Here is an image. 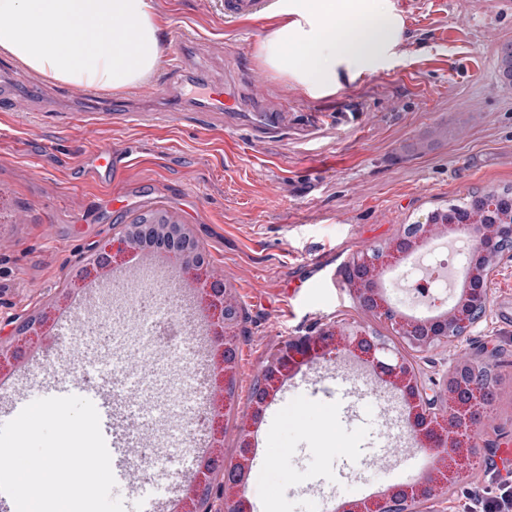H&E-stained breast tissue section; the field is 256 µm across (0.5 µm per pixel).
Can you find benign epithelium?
Returning a JSON list of instances; mask_svg holds the SVG:
<instances>
[{
    "label": "benign epithelium",
    "mask_w": 512,
    "mask_h": 512,
    "mask_svg": "<svg viewBox=\"0 0 512 512\" xmlns=\"http://www.w3.org/2000/svg\"><path fill=\"white\" fill-rule=\"evenodd\" d=\"M478 209L470 208L457 214L453 224L468 231L472 244L470 261L465 267L461 292L445 313L425 319H412L399 313L387 301L379 287L380 271L388 270L411 255L422 242L441 235V224H410L402 226L399 234L386 246L375 248L357 256L345 278L357 303L379 319L393 325L404 344L417 352L447 342L462 339L484 315L489 284L500 261L507 256L502 251L512 241V224H480L475 222ZM165 252L170 255L198 288L211 314L210 331L217 345L215 357L219 366L214 368V389L224 392L230 386L233 362L224 358L231 347L236 329L234 308L236 302L229 297L231 288L210 274L209 261L198 248L197 240L188 225L159 213L147 224H137L101 246L77 273L80 280L96 278L126 262L131 253ZM47 317L44 314L15 322L10 334L0 336V370L13 367L24 357L26 348L43 335ZM339 356L351 355L369 366L379 378L391 386L412 411L407 424L421 446L441 448L443 455L416 483L393 489L375 500L349 501L344 512H387L388 505L400 501L439 503V492L455 477L467 469L472 455L470 431L482 417L479 370L482 364L469 357L456 361L448 373L432 385L425 384L414 365L406 361L401 352L384 337L358 323H348L326 331L313 342L285 346L279 356L267 366L264 389L266 395L257 406L273 395L288 370L299 359L312 353ZM242 447L245 452L234 458L224 457L222 443L205 464H217L229 479L230 495L216 492V512H249L242 495L249 475L251 435L247 427L241 428ZM204 492L203 482L187 490L183 512H196Z\"/></svg>",
    "instance_id": "benign-epithelium-1"
}]
</instances>
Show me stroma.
I'll return each mask as SVG.
<instances>
[{
  "instance_id": "stroma-1",
  "label": "stroma",
  "mask_w": 512,
  "mask_h": 512,
  "mask_svg": "<svg viewBox=\"0 0 512 512\" xmlns=\"http://www.w3.org/2000/svg\"><path fill=\"white\" fill-rule=\"evenodd\" d=\"M405 40L384 69L343 81L336 94L310 96L258 58L259 42L277 23L224 19L223 0H154L161 38L182 28L210 61L209 77L232 73L241 91L260 98L279 89L298 127L282 140H257L251 113L230 118L199 112L156 123H127L108 112H81L61 101L60 82L13 85L17 62L0 52V87L38 101L37 112H0V336L14 319L50 309L45 336L22 363L0 372L28 400L45 397L57 379L95 378L87 342L110 349L118 336L139 348L134 359L146 391L138 402L159 407L146 431L149 450L174 447L187 409L176 396L182 366L173 351L145 336L146 291L115 297L102 318L99 295L71 279L96 246L118 237L139 215L164 209L188 224L212 274L223 276L246 313L236 341L233 412L250 415L252 383L268 355L315 336L349 316L385 330L358 307L340 269L388 244L404 224L468 201L471 192L512 188V82L501 75V49L512 43V0H393ZM130 155L129 181L98 178L96 146ZM122 196L121 210L108 207ZM97 220L81 223L85 203ZM413 260L383 275L388 302L423 316L429 299L407 286ZM81 299L80 335L59 321ZM506 353L493 408L470 433L474 465L447 487V512H472L474 496L498 497L512 486V259L488 290L483 319L456 344L417 354L425 379H439L459 357ZM382 382L355 358L314 354L283 379L251 435L253 469L244 489L252 512H339L354 499L413 483L432 457L410 435L404 409L384 415L371 394L354 396L356 376ZM332 454H325L327 446ZM287 456V467L275 465Z\"/></svg>"
}]
</instances>
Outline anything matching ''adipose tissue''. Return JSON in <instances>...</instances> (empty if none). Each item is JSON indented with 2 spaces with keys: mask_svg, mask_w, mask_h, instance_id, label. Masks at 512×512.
<instances>
[{
  "mask_svg": "<svg viewBox=\"0 0 512 512\" xmlns=\"http://www.w3.org/2000/svg\"><path fill=\"white\" fill-rule=\"evenodd\" d=\"M275 15L258 57L314 96L384 69L404 42L392 0H277ZM76 26L98 29V42L74 45ZM129 39L133 53H119ZM0 52L51 80L122 90L155 70L160 29L152 0H0Z\"/></svg>",
  "mask_w": 512,
  "mask_h": 512,
  "instance_id": "ef3b65f1",
  "label": "adipose tissue"
}]
</instances>
